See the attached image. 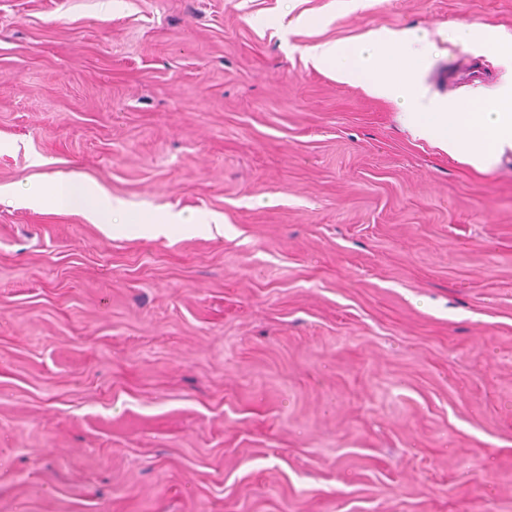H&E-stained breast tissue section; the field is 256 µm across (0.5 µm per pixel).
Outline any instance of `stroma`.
<instances>
[{"mask_svg": "<svg viewBox=\"0 0 512 512\" xmlns=\"http://www.w3.org/2000/svg\"><path fill=\"white\" fill-rule=\"evenodd\" d=\"M460 25L512 0H0V512H512V164L305 55L418 29L480 98ZM50 193L45 195V192L40 189L36 192L31 198L27 199V203L31 207H41L49 200H69L72 198V191L68 185V183L64 182H55L49 183ZM208 224H196L191 216H185L182 213H169L163 222H143L136 225L130 224H102V230L108 235H127V234H169L174 230L183 232L204 230Z\"/></svg>", "mask_w": 512, "mask_h": 512, "instance_id": "35a3bbf8", "label": "stroma"}]
</instances>
